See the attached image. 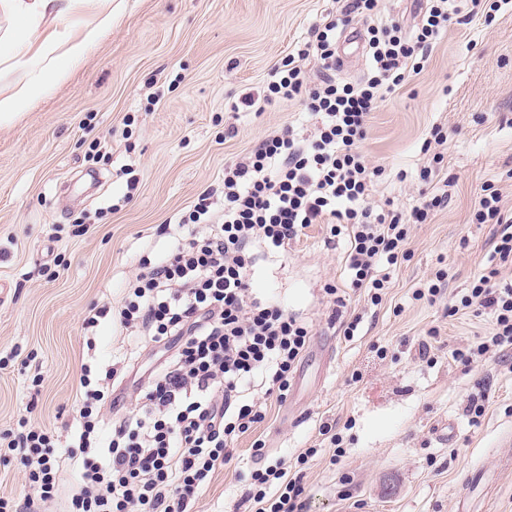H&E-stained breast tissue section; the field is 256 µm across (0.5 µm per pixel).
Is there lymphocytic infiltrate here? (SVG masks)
<instances>
[{
    "mask_svg": "<svg viewBox=\"0 0 512 512\" xmlns=\"http://www.w3.org/2000/svg\"><path fill=\"white\" fill-rule=\"evenodd\" d=\"M378 13L379 0H348L339 16L315 26L314 42L295 46L274 65L263 98H240L246 108L300 101L317 119L314 132L303 137L286 130L225 165L222 189L202 192L177 218L182 233L171 251L156 261L141 257L116 316L123 330L163 349L139 406L104 432L105 405L120 401L118 370L84 367L76 388L75 453L56 456L52 434L24 419L20 432L0 437L8 450L22 453L32 490L20 504L1 496L0 512H47L66 467L81 477L69 512H194L212 475L230 461V444L266 418L264 401L250 395L255 381H264L266 398L286 401L313 334L309 324L254 293L255 244L284 250L311 225H329L331 236L348 238L352 285L369 288L372 303H381L388 279L376 274L377 263L406 258L410 225L428 223L448 197L433 195L407 214L374 211L367 199L383 170L370 166L359 145L371 112L420 71V53L448 21V0H431L412 36L395 22L370 25L364 36L369 76L338 83L339 27L352 15ZM312 56L321 70L316 82L306 67ZM500 202L498 190L485 186L474 219L505 230L469 293L448 307L452 316L464 310L494 316L488 340L453 350L466 365L491 348H512V282L501 279L502 269L512 268V214ZM315 454L312 448L300 453L293 470L279 464L254 470L248 494L254 512H300L302 468Z\"/></svg>",
    "mask_w": 512,
    "mask_h": 512,
    "instance_id": "f902f5d3",
    "label": "lymphocytic infiltrate"
}]
</instances>
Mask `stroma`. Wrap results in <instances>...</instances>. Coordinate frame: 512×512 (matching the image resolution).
<instances>
[{"mask_svg":"<svg viewBox=\"0 0 512 512\" xmlns=\"http://www.w3.org/2000/svg\"><path fill=\"white\" fill-rule=\"evenodd\" d=\"M100 9L101 0H79L21 35L0 8V70L38 73L41 43L80 36ZM340 10L339 0H112L111 27L67 79L0 122V357L11 359L0 370V433L25 418L69 453L82 367L116 363L134 342L107 317L86 336L84 317L121 307L140 257L171 247L161 225L220 187L226 163L286 128L310 134L316 119L295 101L235 114L225 106L260 93L272 67ZM436 126L447 141L444 179L431 190L451 199L430 223L411 225L410 255L387 267L380 305L352 287L347 242L328 243L327 225L260 258L257 292L315 334L287 401L234 442L196 512H239L254 469L308 448L317 454L305 468L303 512H512V357L493 350L468 366L455 361L453 349L485 340L491 316L448 313L488 263L495 227L473 221L483 187L499 189L512 211V0L491 19L450 14L422 71L371 113L360 149L384 170L371 205L406 213L420 202L421 146ZM94 140L112 146L97 163L85 158ZM129 165L139 179L132 191ZM81 217L91 226L83 235L73 228ZM440 268L442 297L415 299ZM330 282L344 318L360 320L353 336L328 323ZM472 397L485 405L476 422L465 411ZM325 423L341 439L340 462L319 433Z\"/></svg>","mask_w":512,"mask_h":512,"instance_id":"obj_1","label":"stroma"}]
</instances>
